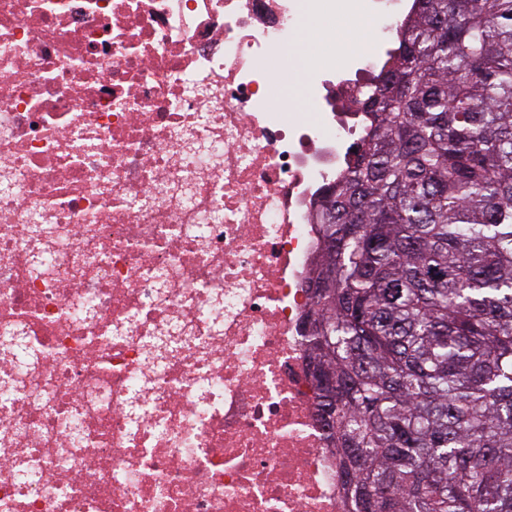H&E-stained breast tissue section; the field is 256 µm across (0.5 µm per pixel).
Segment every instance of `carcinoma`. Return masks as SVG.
Returning <instances> with one entry per match:
<instances>
[{"label":"carcinoma","mask_w":512,"mask_h":512,"mask_svg":"<svg viewBox=\"0 0 512 512\" xmlns=\"http://www.w3.org/2000/svg\"><path fill=\"white\" fill-rule=\"evenodd\" d=\"M316 211L305 353L350 512H512V0H414Z\"/></svg>","instance_id":"obj_1"}]
</instances>
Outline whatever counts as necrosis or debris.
<instances>
[{
  "label": "necrosis or debris",
  "instance_id": "necrosis-or-debris-1",
  "mask_svg": "<svg viewBox=\"0 0 512 512\" xmlns=\"http://www.w3.org/2000/svg\"><path fill=\"white\" fill-rule=\"evenodd\" d=\"M354 2L0 0V512H343L312 216L410 8ZM308 18H314L316 19L317 21H319L315 16L313 15H310V14H304L302 17H301V20H300V28L298 30V33H297V50L300 54L306 56L308 54H312L319 42H311V39L308 35V31H309V34L311 36H313V39L314 41H317L319 39H321L324 35H328V36H334L336 35V38H340L342 33L340 30L336 29V31H326L321 25H317L314 21H311L309 23V26H308V31H307V28H306V21L308 20Z\"/></svg>",
  "mask_w": 512,
  "mask_h": 512
}]
</instances>
